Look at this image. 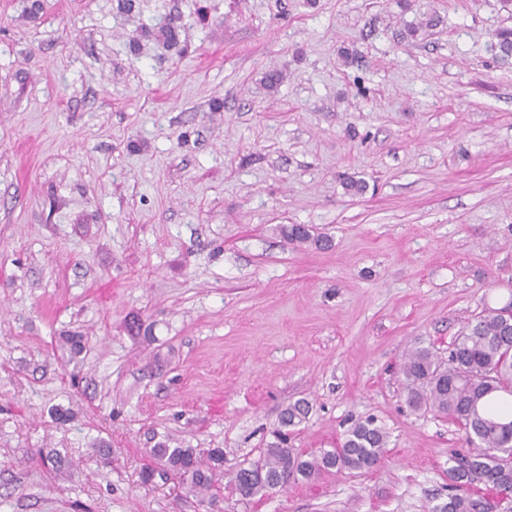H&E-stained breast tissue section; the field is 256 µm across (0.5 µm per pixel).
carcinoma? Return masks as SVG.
<instances>
[{"instance_id": "1", "label": "carcinoma", "mask_w": 512, "mask_h": 512, "mask_svg": "<svg viewBox=\"0 0 512 512\" xmlns=\"http://www.w3.org/2000/svg\"><path fill=\"white\" fill-rule=\"evenodd\" d=\"M499 57L512 59V29L496 34ZM298 243L314 242L311 230L299 224L284 229ZM407 402L414 409L429 407L455 422L465 434L468 451L448 469L446 512H491L499 496L512 492V325L498 309L467 323L443 364L418 347L405 358ZM301 399L286 408L276 441L262 459L236 471L234 491L250 500L275 488L283 479H309L333 470L369 471L379 463L388 443L384 428L374 420L359 421L345 433L341 448L304 459L288 446L290 429L309 414ZM157 466L186 483L201 498H213L215 476L224 466V453L213 448L172 447L160 441L148 450Z\"/></svg>"}]
</instances>
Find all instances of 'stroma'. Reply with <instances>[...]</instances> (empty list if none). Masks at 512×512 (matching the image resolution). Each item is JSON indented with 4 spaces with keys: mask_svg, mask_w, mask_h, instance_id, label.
Returning <instances> with one entry per match:
<instances>
[{
    "mask_svg": "<svg viewBox=\"0 0 512 512\" xmlns=\"http://www.w3.org/2000/svg\"><path fill=\"white\" fill-rule=\"evenodd\" d=\"M125 1L0 0V512H434L463 432L402 366L512 303V11ZM300 398L297 453L372 418L381 462L241 502ZM167 437L213 506L142 484ZM148 454L162 472L179 477L202 499H213L215 476L224 466V453L220 449L204 452L197 448L171 447L167 441H159L149 448Z\"/></svg>",
    "mask_w": 512,
    "mask_h": 512,
    "instance_id": "stroma-1",
    "label": "stroma"
}]
</instances>
